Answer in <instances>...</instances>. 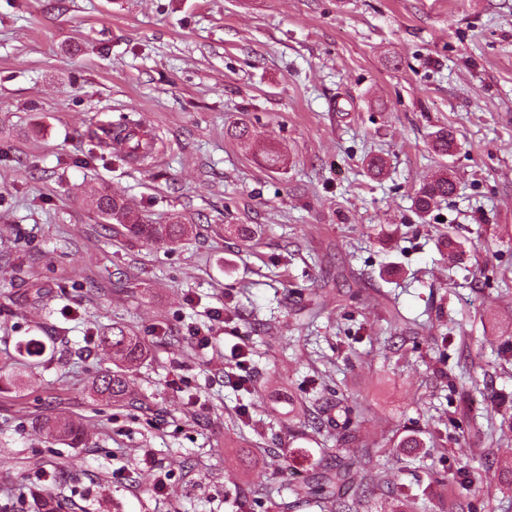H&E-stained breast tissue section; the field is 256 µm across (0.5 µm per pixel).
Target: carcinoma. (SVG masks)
I'll return each instance as SVG.
<instances>
[{
    "label": "carcinoma",
    "instance_id": "carcinoma-1",
    "mask_svg": "<svg viewBox=\"0 0 512 512\" xmlns=\"http://www.w3.org/2000/svg\"><path fill=\"white\" fill-rule=\"evenodd\" d=\"M141 126V121L130 118L122 123H109L101 128L98 140L107 144L111 153L122 160L137 162L155 151L154 138L150 136L144 139L139 135L137 128ZM431 146L435 153L446 156L454 147V138L448 130L441 128L435 133ZM454 191L455 183L448 170L443 169L422 183L415 193L414 208L424 217ZM91 207L98 215L121 225L128 235L148 244L177 243L192 234L195 228V225L179 220L170 224H151L144 219H135L124 200L105 187L91 198ZM97 341L112 360L113 369L95 378L93 392L114 402L131 400L134 389L128 369L147 359L150 349L139 337L117 325L99 334ZM50 429L75 448L88 442L86 429L68 417H54ZM377 454V449L365 443L357 455H336L334 461L312 469L308 478L289 486L292 501L288 508L300 509L314 503L322 512H365L371 497L386 492L401 497L397 512H416V503L409 500L408 491L374 474V469L378 467ZM63 480L62 475H52L48 483L33 488V494L41 499L45 512H56L52 485Z\"/></svg>",
    "mask_w": 512,
    "mask_h": 512
}]
</instances>
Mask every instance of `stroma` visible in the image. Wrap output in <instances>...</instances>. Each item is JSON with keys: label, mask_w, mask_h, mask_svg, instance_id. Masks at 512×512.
I'll return each mask as SVG.
<instances>
[{"label": "stroma", "mask_w": 512, "mask_h": 512, "mask_svg": "<svg viewBox=\"0 0 512 512\" xmlns=\"http://www.w3.org/2000/svg\"><path fill=\"white\" fill-rule=\"evenodd\" d=\"M132 112L159 139L148 166L91 137ZM444 166L456 190L419 217ZM100 186L195 235L129 238L88 207ZM1 253L23 264L0 266V512H39L44 472L66 476L59 512H283L346 434L341 398L429 512H512V0H0ZM115 324L152 350L125 404L90 393ZM30 336L46 352L21 387ZM307 407L322 431L284 454ZM59 412L87 446L37 431ZM434 428L436 447L393 446Z\"/></svg>", "instance_id": "1"}]
</instances>
